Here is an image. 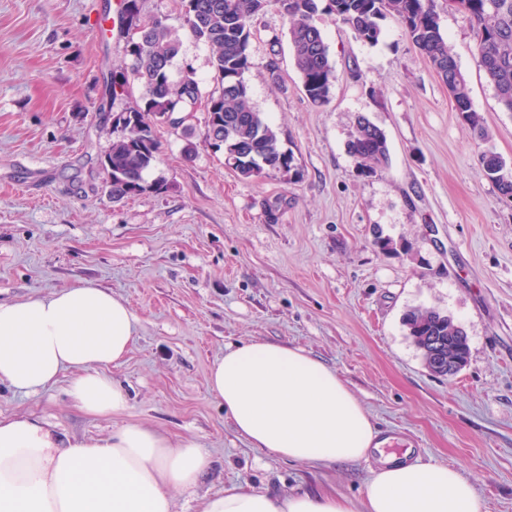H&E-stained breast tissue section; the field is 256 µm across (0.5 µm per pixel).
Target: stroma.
<instances>
[{"instance_id":"1","label":"stroma","mask_w":512,"mask_h":512,"mask_svg":"<svg viewBox=\"0 0 512 512\" xmlns=\"http://www.w3.org/2000/svg\"><path fill=\"white\" fill-rule=\"evenodd\" d=\"M114 2L0 0V300L87 282L124 300L137 332L108 373L129 406L87 415L63 378L36 397L1 386L0 415L38 417L68 438L127 421L194 437L212 460L202 495L243 485L361 496L378 455L329 469L289 463L251 448L210 397L208 371L226 345L271 340L336 370L389 436L386 451L454 467L486 512H512V202L478 165L487 148L512 164V112L478 66L468 16L438 4L487 141L391 17L370 45L315 15L336 82L326 105L312 104L271 8L253 21L244 80L298 174L247 179L226 167L200 108L184 126L156 125L150 189L115 202L96 165L112 142L103 81L127 65L110 30ZM142 15L182 33L176 66L213 88L211 51L185 36L181 0H142ZM360 115L388 140L390 162L372 173L347 150ZM419 308L465 330L470 355L455 376L431 374L409 336L403 316Z\"/></svg>"}]
</instances>
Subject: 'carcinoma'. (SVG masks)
I'll return each mask as SVG.
<instances>
[{"label":"carcinoma","instance_id":"cac0c4a2","mask_svg":"<svg viewBox=\"0 0 512 512\" xmlns=\"http://www.w3.org/2000/svg\"><path fill=\"white\" fill-rule=\"evenodd\" d=\"M130 2L133 12H121L119 27L129 64L126 70L112 74L108 92L114 99L127 93L131 75L143 90L144 106L128 109L129 117L112 124L108 193L114 201L136 196L151 186L163 188L158 182L150 186L145 180L160 152L155 123L179 126L199 104L206 112V140L224 152L225 162H235L238 174L251 178L268 171L293 170L300 175L293 153L281 149L277 131L253 109L244 81L251 66L252 19L271 5L288 24L293 66L313 104H326L336 81L328 46L313 23L314 16L321 10L335 15L357 39L370 44L381 36L380 21L392 16L448 87L464 122L477 137L486 134L483 118L473 108L466 78L441 32L435 0H182L188 34L213 50L216 86L209 92L203 90L189 65L179 78L173 77L180 37L162 16L144 20L141 0ZM468 2L479 66L501 107L512 112V0ZM348 152L364 171H374L389 162L386 135L364 116L356 118ZM479 163L501 196L512 199V165L492 151L482 152ZM405 325L418 346L432 336L446 340L463 332L448 315L435 309L410 312Z\"/></svg>","mask_w":512,"mask_h":512}]
</instances>
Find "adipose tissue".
<instances>
[{
	"label": "adipose tissue",
	"instance_id": "adipose-tissue-1",
	"mask_svg": "<svg viewBox=\"0 0 512 512\" xmlns=\"http://www.w3.org/2000/svg\"><path fill=\"white\" fill-rule=\"evenodd\" d=\"M138 318L93 284L0 301V383L37 395L71 372L68 394L84 413L125 411L129 394L108 375L134 341ZM208 390L251 447L319 468L353 463L386 443L335 370L302 349L250 339L225 347ZM209 455L137 423L108 436L61 439L30 416H0V512H174V493L197 512H485L456 468L382 455L365 493L272 496L238 485L198 495Z\"/></svg>",
	"mask_w": 512,
	"mask_h": 512
}]
</instances>
